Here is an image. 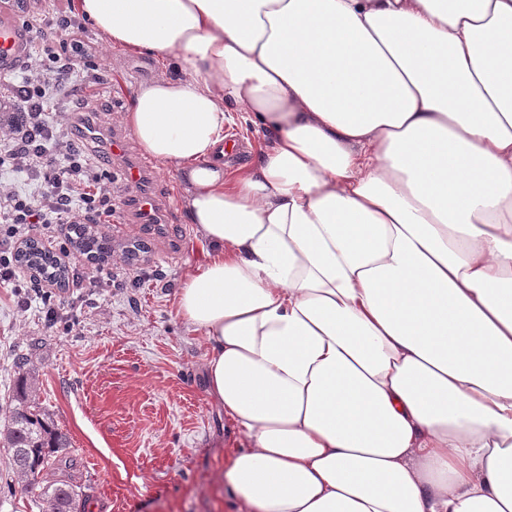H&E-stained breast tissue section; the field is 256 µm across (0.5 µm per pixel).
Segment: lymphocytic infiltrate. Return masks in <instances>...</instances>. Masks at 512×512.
Masks as SVG:
<instances>
[{"label": "lymphocytic infiltrate", "instance_id": "lymphocytic-infiltrate-1", "mask_svg": "<svg viewBox=\"0 0 512 512\" xmlns=\"http://www.w3.org/2000/svg\"><path fill=\"white\" fill-rule=\"evenodd\" d=\"M98 49L80 26L71 28L63 40L57 30L41 31L30 47L33 63L24 77L25 104L8 120L0 119V165L42 175L43 180L27 195L0 190V224L5 227L6 244L22 245L40 227L67 237L71 225L99 224L112 215L110 196L91 194V161L74 139L59 135L48 146L26 143L32 133L47 130L45 101L72 96L81 110L99 97L103 80L94 71L88 73L79 93L69 89L75 60L94 56Z\"/></svg>", "mask_w": 512, "mask_h": 512}]
</instances>
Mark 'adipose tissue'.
<instances>
[{
    "label": "adipose tissue",
    "instance_id": "1",
    "mask_svg": "<svg viewBox=\"0 0 512 512\" xmlns=\"http://www.w3.org/2000/svg\"><path fill=\"white\" fill-rule=\"evenodd\" d=\"M206 242L246 512H512V0H79ZM264 136L224 168V129ZM226 134H228V136L235 135L242 144V147L240 154H238L233 160L227 162L224 157V165L233 169H238L240 166L251 165L254 163L256 159L257 146L263 139V133L256 129L254 130L249 123L240 121L235 125L226 127L224 129V135ZM226 139H224V142ZM247 143L251 144L252 149L248 147Z\"/></svg>",
    "mask_w": 512,
    "mask_h": 512
}]
</instances>
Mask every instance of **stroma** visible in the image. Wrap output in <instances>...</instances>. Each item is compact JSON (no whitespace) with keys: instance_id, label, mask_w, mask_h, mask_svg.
I'll list each match as a JSON object with an SVG mask.
<instances>
[{"instance_id":"35a3bbf8","label":"stroma","mask_w":512,"mask_h":512,"mask_svg":"<svg viewBox=\"0 0 512 512\" xmlns=\"http://www.w3.org/2000/svg\"><path fill=\"white\" fill-rule=\"evenodd\" d=\"M104 80L98 111L82 136L98 156V172L112 200L118 166L140 158L137 142L125 157L110 156L115 133L141 84L159 64L146 53L104 45L99 56L75 62L70 83L87 71ZM163 204L156 224H97L120 258L111 279L97 286L55 288L46 303L32 302L29 286L0 284V405H9L15 362L25 356L37 374L36 399L70 441L71 479L98 512H239L219 472L246 439L208 392V340L177 315L181 280L204 257L205 246L189 223L176 166L153 163L144 180ZM0 512H47L46 504L21 494L0 451Z\"/></svg>"}]
</instances>
